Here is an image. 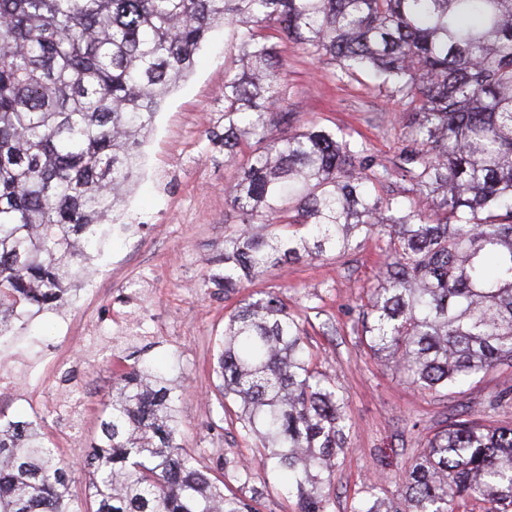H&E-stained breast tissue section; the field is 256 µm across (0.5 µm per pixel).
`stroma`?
Returning <instances> with one entry per match:
<instances>
[{
  "instance_id": "obj_1",
  "label": "stroma",
  "mask_w": 512,
  "mask_h": 512,
  "mask_svg": "<svg viewBox=\"0 0 512 512\" xmlns=\"http://www.w3.org/2000/svg\"><path fill=\"white\" fill-rule=\"evenodd\" d=\"M228 36L221 26L210 33L194 70L160 106L141 147L127 213L140 216L142 227L113 235L74 305L45 317L37 335L25 338L18 372L28 391L0 394V416L39 421L33 395L45 381L62 396L82 389L78 427L63 420L40 423L70 470L74 500L87 502L89 476L81 463L114 382L134 362L158 363L183 387L177 402L182 447L202 453L210 468L222 457L252 465L246 492L258 496L259 512H297L296 498L260 466L258 448L241 437L237 423L224 419L214 373L217 340L230 313L251 295L274 290L300 317L314 368L332 377L345 398L347 439L336 451L330 497L332 512H357L368 482H378L380 496L393 497L426 436L445 428L454 414L488 417L489 401L512 388V367L435 393L409 384L377 359L358 328L383 263L372 240L340 255L283 263L228 293L205 287L224 233L237 222L227 189L240 163L206 138L224 108L225 65L233 56ZM277 50L287 62L283 105L298 122L316 121L340 139L365 144L378 162H391L408 114L389 87L368 72L334 80L332 65L286 39L278 40ZM133 301L146 310L150 332L117 341L116 328Z\"/></svg>"
}]
</instances>
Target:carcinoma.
Listing matches in <instances>:
<instances>
[{
	"mask_svg": "<svg viewBox=\"0 0 512 512\" xmlns=\"http://www.w3.org/2000/svg\"><path fill=\"white\" fill-rule=\"evenodd\" d=\"M219 24L236 54L207 140L249 156L227 193L239 225L205 285L227 292L375 240L385 259L359 317L374 356L434 392L512 367V0H0V352L73 303L113 230L137 228L123 219L141 147ZM263 29L340 81L372 69L390 82L409 110L391 166L315 122L294 127ZM394 177L429 211L405 208ZM304 335L277 292L235 309L220 405L262 466L288 475L298 512H331L347 416ZM180 389L150 365L121 373L86 459L93 511L70 498L41 426L0 422V512H258L248 465L212 477L177 443ZM472 496L512 512V426L460 414L426 437L396 497L372 485L357 512H454Z\"/></svg>",
	"mask_w": 512,
	"mask_h": 512,
	"instance_id": "cac0c4a2",
	"label": "carcinoma"
}]
</instances>
